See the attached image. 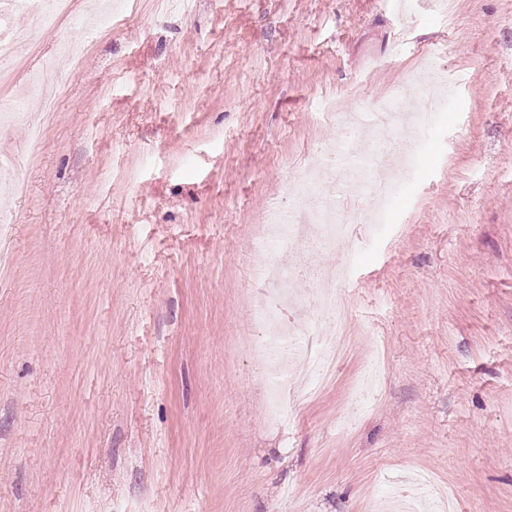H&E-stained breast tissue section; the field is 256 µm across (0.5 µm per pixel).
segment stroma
<instances>
[{"label": "stroma", "mask_w": 512, "mask_h": 512, "mask_svg": "<svg viewBox=\"0 0 512 512\" xmlns=\"http://www.w3.org/2000/svg\"><path fill=\"white\" fill-rule=\"evenodd\" d=\"M16 47L79 71L0 136V512H379L428 473L512 512V0H126ZM430 63L455 105L340 291L348 355L266 421L248 245L338 115ZM323 206L356 196L323 173ZM379 397L341 421L365 359Z\"/></svg>", "instance_id": "obj_1"}]
</instances>
